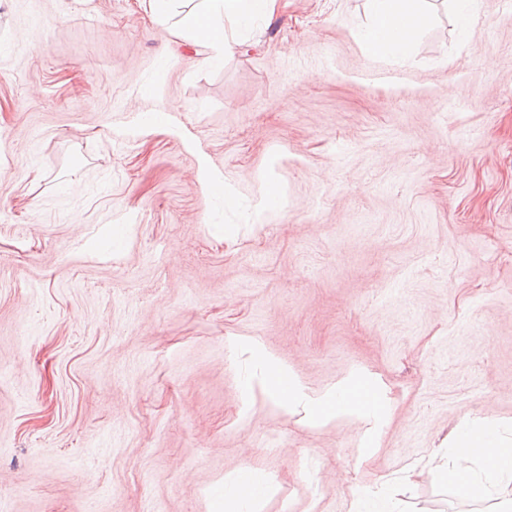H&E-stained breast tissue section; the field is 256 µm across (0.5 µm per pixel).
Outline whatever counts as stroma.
<instances>
[{
  "label": "stroma",
  "mask_w": 512,
  "mask_h": 512,
  "mask_svg": "<svg viewBox=\"0 0 512 512\" xmlns=\"http://www.w3.org/2000/svg\"><path fill=\"white\" fill-rule=\"evenodd\" d=\"M141 2L0 0V512H214L241 469L259 512H492L430 459L512 440V0L395 59L366 0H278L214 65ZM251 342L315 395L379 376L374 454L246 390ZM355 499L366 505L363 511L358 512H404L397 510L400 502L394 501V496L384 486L376 489H360L355 493Z\"/></svg>",
  "instance_id": "obj_1"
}]
</instances>
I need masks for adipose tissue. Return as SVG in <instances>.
<instances>
[{
  "label": "adipose tissue",
  "instance_id": "1",
  "mask_svg": "<svg viewBox=\"0 0 512 512\" xmlns=\"http://www.w3.org/2000/svg\"><path fill=\"white\" fill-rule=\"evenodd\" d=\"M368 21L363 45L373 57L386 59L400 53L415 40L428 22L423 0H367ZM145 9L159 24H172L178 35L208 49V62L233 54L238 40L226 32L227 25L242 28L257 17L271 18L277 0H199L184 9L183 0H145ZM251 351L263 371L265 393L284 412L297 407L307 410L308 425L323 426L339 417H352L366 426L365 454L374 451V440L386 424L388 410L379 379L355 369L336 386L320 396H311L299 377L259 346ZM500 424L490 419L468 420L452 437L461 459L473 457L479 470L460 462L442 468L443 479L451 486H464L474 500L490 496L495 487H512V443L504 442Z\"/></svg>",
  "mask_w": 512,
  "mask_h": 512
}]
</instances>
